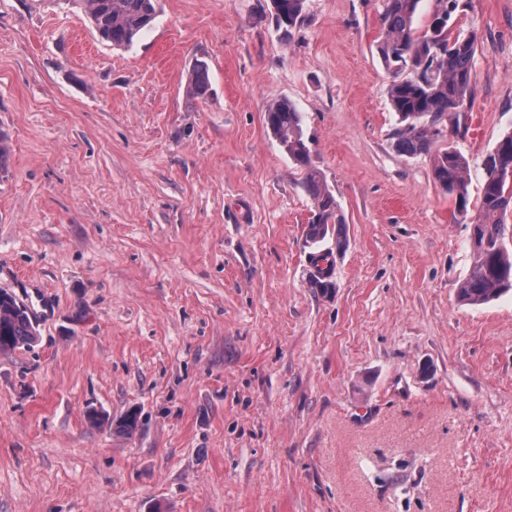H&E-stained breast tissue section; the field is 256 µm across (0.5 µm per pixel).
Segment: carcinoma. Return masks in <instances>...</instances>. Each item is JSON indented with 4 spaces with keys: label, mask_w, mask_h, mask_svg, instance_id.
Wrapping results in <instances>:
<instances>
[{
    "label": "carcinoma",
    "mask_w": 512,
    "mask_h": 512,
    "mask_svg": "<svg viewBox=\"0 0 512 512\" xmlns=\"http://www.w3.org/2000/svg\"><path fill=\"white\" fill-rule=\"evenodd\" d=\"M421 0H383V28L377 52L385 69L392 75L390 104L398 116L396 147L417 156L432 153L436 142L449 130L461 132L466 110L476 97L474 59L479 36L475 29L467 34H453L456 12L462 0H438L433 11L436 18L446 16L443 28L435 30V21L423 32L414 27ZM68 9H79L98 40L114 49L133 45L140 33L151 27L157 17V0H56ZM283 6L284 15L272 12L277 27L286 32L302 22L305 0H270ZM189 90L205 99L211 91L208 65L195 63ZM266 124L280 147L295 162L308 170L305 189L313 200L306 239L314 252L309 263L316 266L329 257L320 254L322 243L336 236V250L345 248V219L335 196L320 173L309 167L310 143L302 129L301 113L294 104L281 99L265 113ZM434 154V153H432ZM469 162L453 146L434 154L432 179L453 198L461 217L468 214ZM512 215V132L496 143L485 163L478 218L470 224L471 267L458 289L461 302L468 305L488 304L512 290V239L508 216ZM317 288H334V268L323 267L311 274ZM38 339L37 320L21 298L0 296V351L30 346ZM91 424H115L117 432L127 436L140 427V416L132 410L117 422L97 410L88 413Z\"/></svg>",
    "instance_id": "carcinoma-1"
}]
</instances>
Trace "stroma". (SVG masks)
<instances>
[{
    "instance_id": "1",
    "label": "stroma",
    "mask_w": 512,
    "mask_h": 512,
    "mask_svg": "<svg viewBox=\"0 0 512 512\" xmlns=\"http://www.w3.org/2000/svg\"><path fill=\"white\" fill-rule=\"evenodd\" d=\"M157 11L115 50L0 0V288L39 320L0 353V512H512V296L457 299L469 226L394 145L383 0H306L288 36L269 0ZM474 27L480 134L436 145L469 161L470 218L512 130V0H466ZM281 98L347 222L328 295ZM189 90L196 97L205 99L211 91L208 65L204 61H197L189 79Z\"/></svg>"
}]
</instances>
